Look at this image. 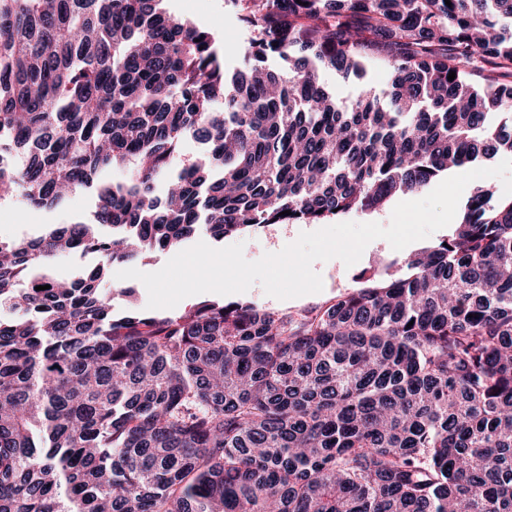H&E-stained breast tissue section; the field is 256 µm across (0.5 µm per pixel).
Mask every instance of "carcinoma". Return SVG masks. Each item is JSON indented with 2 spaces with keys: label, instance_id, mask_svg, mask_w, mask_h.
<instances>
[{
  "label": "carcinoma",
  "instance_id": "1",
  "mask_svg": "<svg viewBox=\"0 0 512 512\" xmlns=\"http://www.w3.org/2000/svg\"><path fill=\"white\" fill-rule=\"evenodd\" d=\"M162 2L0 0V200L96 199L0 240V512H512V198L475 185L402 276L310 311L104 295L111 266L199 232L379 210L512 154L487 121L512 119V0H235L232 77ZM367 63L388 100L319 82ZM188 135L206 154L176 171ZM77 254L101 262L33 273Z\"/></svg>",
  "mask_w": 512,
  "mask_h": 512
}]
</instances>
